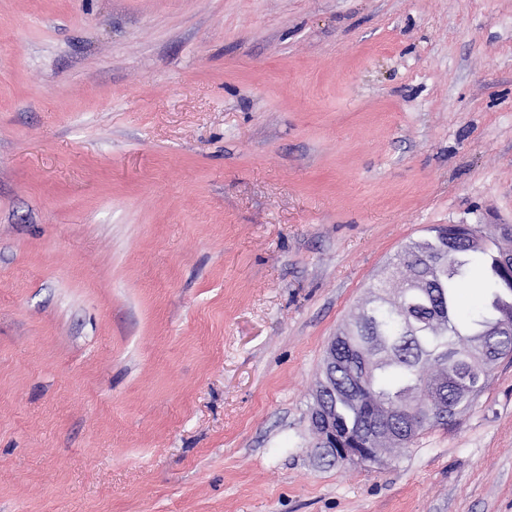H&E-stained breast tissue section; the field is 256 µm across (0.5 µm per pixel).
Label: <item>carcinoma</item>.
Segmentation results:
<instances>
[{"label": "carcinoma", "mask_w": 512, "mask_h": 512, "mask_svg": "<svg viewBox=\"0 0 512 512\" xmlns=\"http://www.w3.org/2000/svg\"><path fill=\"white\" fill-rule=\"evenodd\" d=\"M484 252L482 235L470 224H449L435 236L405 247L397 285L381 282L351 322L336 334V380L323 371L316 393L336 406V427L352 431L376 415L399 423L397 435L371 444L370 455L405 449L431 426H448L468 409L488 382L492 368L512 359V340L494 335L495 317L512 316V302L493 303L512 291V268L497 262L487 275V300L468 313L477 334L448 314V293L456 289L470 261ZM448 403V420L434 407Z\"/></svg>", "instance_id": "obj_1"}]
</instances>
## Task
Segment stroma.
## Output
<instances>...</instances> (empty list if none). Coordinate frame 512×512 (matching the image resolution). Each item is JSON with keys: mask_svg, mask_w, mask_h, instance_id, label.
Listing matches in <instances>:
<instances>
[{"mask_svg": "<svg viewBox=\"0 0 512 512\" xmlns=\"http://www.w3.org/2000/svg\"><path fill=\"white\" fill-rule=\"evenodd\" d=\"M512 224V0H0V512H512V361L327 464L326 346Z\"/></svg>", "mask_w": 512, "mask_h": 512, "instance_id": "obj_1", "label": "stroma"}]
</instances>
